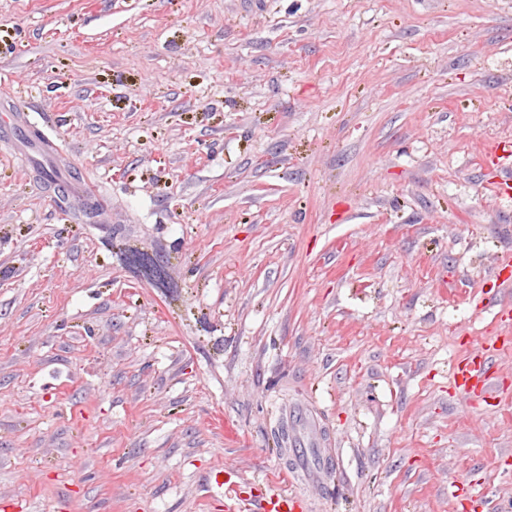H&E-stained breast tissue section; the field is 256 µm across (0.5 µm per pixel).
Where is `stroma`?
<instances>
[{
  "instance_id": "35a3bbf8",
  "label": "stroma",
  "mask_w": 512,
  "mask_h": 512,
  "mask_svg": "<svg viewBox=\"0 0 512 512\" xmlns=\"http://www.w3.org/2000/svg\"><path fill=\"white\" fill-rule=\"evenodd\" d=\"M0 111V512H233L288 404L320 512H512V0H0ZM457 374L461 378L460 386L462 387H470L473 391L477 390L479 387L481 394H488L494 388V382L489 374L487 364L479 366L478 368L465 365L459 368ZM288 444L299 448L297 454H302L303 448L307 453L306 448H324L326 446L320 425L312 414L294 412Z\"/></svg>"
}]
</instances>
